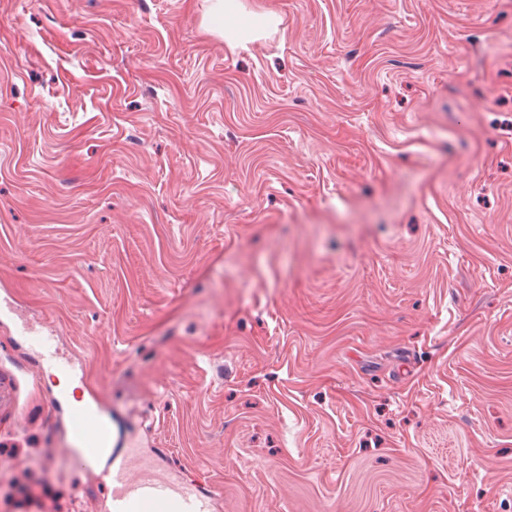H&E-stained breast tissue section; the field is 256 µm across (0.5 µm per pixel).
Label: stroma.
I'll list each match as a JSON object with an SVG mask.
<instances>
[{"instance_id": "obj_1", "label": "stroma", "mask_w": 512, "mask_h": 512, "mask_svg": "<svg viewBox=\"0 0 512 512\" xmlns=\"http://www.w3.org/2000/svg\"><path fill=\"white\" fill-rule=\"evenodd\" d=\"M0 0V293L214 512H512V0ZM0 318V512H107ZM276 26V20L273 15L261 16L253 22L247 29L226 28L224 31L225 39L228 44L235 48L238 47L246 38L254 39L256 35Z\"/></svg>"}]
</instances>
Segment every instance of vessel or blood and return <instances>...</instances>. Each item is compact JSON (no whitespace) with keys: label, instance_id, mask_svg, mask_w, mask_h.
Returning <instances> with one entry per match:
<instances>
[{"label":"vessel or blood","instance_id":"1","mask_svg":"<svg viewBox=\"0 0 512 512\" xmlns=\"http://www.w3.org/2000/svg\"><path fill=\"white\" fill-rule=\"evenodd\" d=\"M18 332L28 337L43 366L64 376L82 373V363L61 354L54 337L36 334L25 322ZM110 442V421L100 403L70 404L65 440L69 457L85 470H100L108 480L111 512H213L212 496L194 480L145 457L137 444L115 451Z\"/></svg>","mask_w":512,"mask_h":512}]
</instances>
